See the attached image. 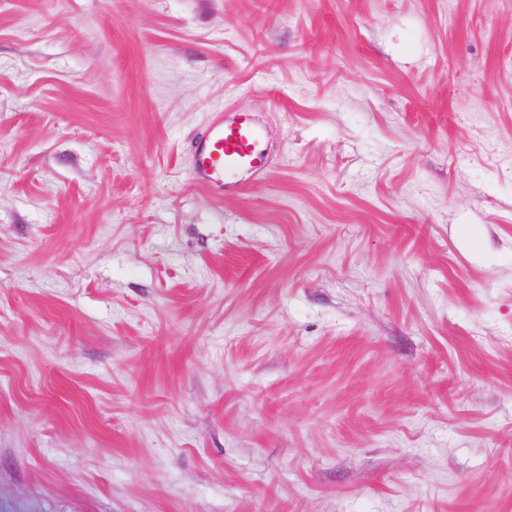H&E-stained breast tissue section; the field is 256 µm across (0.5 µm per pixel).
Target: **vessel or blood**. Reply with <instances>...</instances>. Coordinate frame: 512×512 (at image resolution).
I'll list each match as a JSON object with an SVG mask.
<instances>
[{
  "instance_id": "obj_1",
  "label": "vessel or blood",
  "mask_w": 512,
  "mask_h": 512,
  "mask_svg": "<svg viewBox=\"0 0 512 512\" xmlns=\"http://www.w3.org/2000/svg\"><path fill=\"white\" fill-rule=\"evenodd\" d=\"M264 137L262 126L249 112L214 113L207 130L192 145L194 183L218 198L240 192L243 175L258 177L267 170Z\"/></svg>"
}]
</instances>
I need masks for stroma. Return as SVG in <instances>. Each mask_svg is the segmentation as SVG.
Returning <instances> with one entry per match:
<instances>
[{
  "mask_svg": "<svg viewBox=\"0 0 512 512\" xmlns=\"http://www.w3.org/2000/svg\"><path fill=\"white\" fill-rule=\"evenodd\" d=\"M0 512H512V0H0ZM264 137L250 112H214L207 130L192 144L194 183L217 198L240 192L244 174L259 177L267 170Z\"/></svg>",
  "mask_w": 512,
  "mask_h": 512,
  "instance_id": "stroma-1",
  "label": "stroma"
}]
</instances>
